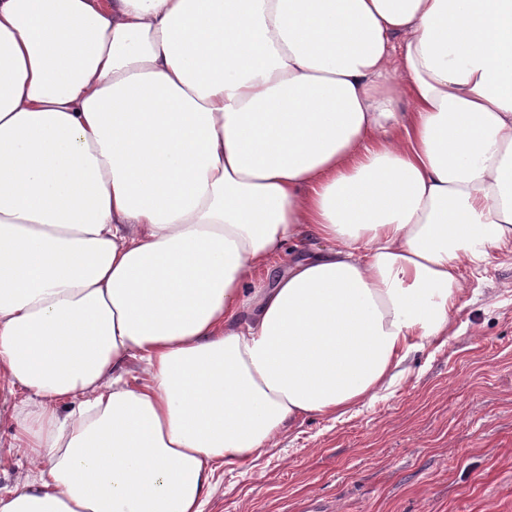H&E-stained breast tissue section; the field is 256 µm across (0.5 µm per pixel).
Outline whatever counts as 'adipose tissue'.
<instances>
[{
	"instance_id": "1",
	"label": "adipose tissue",
	"mask_w": 512,
	"mask_h": 512,
	"mask_svg": "<svg viewBox=\"0 0 512 512\" xmlns=\"http://www.w3.org/2000/svg\"><path fill=\"white\" fill-rule=\"evenodd\" d=\"M509 243L512 0H0V512H202ZM13 423L7 412L0 407V492L6 494L18 481L31 471V460L10 448L12 444Z\"/></svg>"
}]
</instances>
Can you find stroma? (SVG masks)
Returning a JSON list of instances; mask_svg holds the SVG:
<instances>
[{
	"instance_id": "1",
	"label": "stroma",
	"mask_w": 512,
	"mask_h": 512,
	"mask_svg": "<svg viewBox=\"0 0 512 512\" xmlns=\"http://www.w3.org/2000/svg\"><path fill=\"white\" fill-rule=\"evenodd\" d=\"M455 336L372 405L218 469L205 512H512V245L467 275ZM0 408V492L31 471Z\"/></svg>"
}]
</instances>
